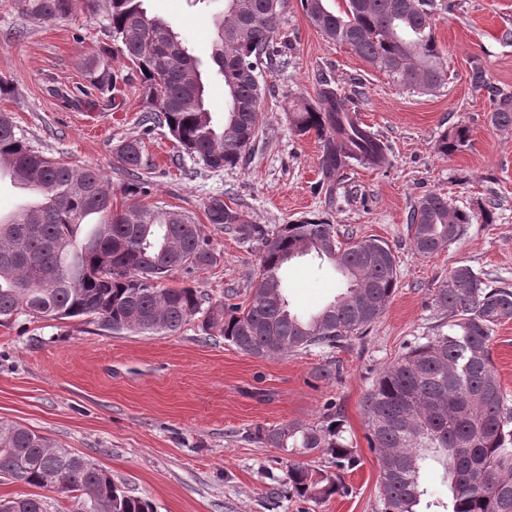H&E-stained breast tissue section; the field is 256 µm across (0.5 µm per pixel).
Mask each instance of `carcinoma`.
Segmentation results:
<instances>
[{
    "instance_id": "obj_1",
    "label": "carcinoma",
    "mask_w": 512,
    "mask_h": 512,
    "mask_svg": "<svg viewBox=\"0 0 512 512\" xmlns=\"http://www.w3.org/2000/svg\"><path fill=\"white\" fill-rule=\"evenodd\" d=\"M36 20L68 18L74 0H18ZM282 0H224L211 56L224 80V118L214 121L205 106L201 62L166 21L151 17L144 0H97L96 16L115 50L140 75L145 100L140 122L165 127L174 141L206 168L236 167L261 128L265 86L257 80L272 64L274 34ZM311 24L395 83L432 92L446 80L447 66L434 34V16L449 10L446 0H345L333 11L326 0H302ZM112 50L86 70V80L102 92L116 88ZM299 135L315 133L322 148L327 183L352 162L379 168L386 146L351 110L350 99L327 87L315 101L293 105ZM492 121L512 125V95L496 101ZM458 127L443 135L437 150L452 154L468 141ZM116 156L125 174L127 202L118 207L103 174L36 150L12 117L0 113V171L18 183L40 188L38 203L0 217V327L18 318L83 319L112 335H168L198 317L201 334L218 335L256 357L335 348L375 322L398 281L390 245L384 253L364 248L366 240L338 241L335 225L318 215L303 216L268 229L220 198L206 206L209 223L234 231L244 242L262 245L261 270L252 297L233 294L214 301L190 286L171 288L176 272L217 262L199 225L185 212L143 205L147 193L140 170L141 143L127 139ZM493 223L490 210L456 209L429 193L408 216L413 246L432 255L457 241L475 220ZM311 256L327 261L345 281L344 292L314 314L289 309L282 270ZM434 305L448 313V332L398 356L379 374L366 402L368 442L379 461L381 512H417L424 488L423 461L443 467L448 503L443 512H512V400L492 367L495 327L512 320V290L491 284L472 267L448 272ZM340 416L316 426L292 423L256 426L247 437L274 448L334 452L336 466L354 468L358 459L342 436ZM0 478L71 493L72 512H154L151 502L129 494L90 457L62 448L44 435L0 420ZM295 493L319 501L347 492L341 478L314 473L301 462L287 470ZM50 497L37 494L0 498V512H51Z\"/></svg>"
}]
</instances>
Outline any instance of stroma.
Instances as JSON below:
<instances>
[{"instance_id": "obj_1", "label": "stroma", "mask_w": 512, "mask_h": 512, "mask_svg": "<svg viewBox=\"0 0 512 512\" xmlns=\"http://www.w3.org/2000/svg\"><path fill=\"white\" fill-rule=\"evenodd\" d=\"M192 47L207 83V106L224 112V85L211 68L213 11L188 0H145ZM25 29L16 40L17 29ZM512 0H454L438 11L435 37L448 59L449 80L431 93L407 91L323 36L300 0L280 10L274 65L259 138L246 165L211 170L179 154L167 130L139 123L138 78L120 53L114 101L86 91L84 71L107 38L89 0H75L71 16L43 22L26 16L16 0H0V78L16 94L0 98L31 143L77 166L98 168L112 189L125 175L114 154L120 141L140 139L147 203L189 212L217 257L192 275L174 274L173 287L191 286L222 297L234 289L249 301L261 247L209 224L205 206L216 196L267 227L321 215L339 235L386 241L397 259V288L367 331L338 348L256 357L223 339L200 334L196 323L164 336L112 335L95 325L19 318L0 327V419L35 430L93 457L156 512H380L379 462L365 440V401L377 377L420 338L447 325L432 304L437 288L457 266L468 265L500 286L512 287V126L491 120L499 95H512ZM488 74L490 89L474 90L472 61ZM330 82L387 145L383 167L347 168L333 194L322 182L316 135H297L288 113L299 98L316 99ZM469 141L452 155L435 149L455 127ZM457 208L484 205L493 223L475 221L445 249L416 253L406 217L428 193ZM289 307L308 315L341 292L330 264L310 258L284 269ZM335 378H322L323 369ZM338 411L344 435L360 462L340 471L331 449L304 457L311 469L340 474L349 492L318 502L298 496L286 481L292 452L247 439L254 426L315 425Z\"/></svg>"}]
</instances>
